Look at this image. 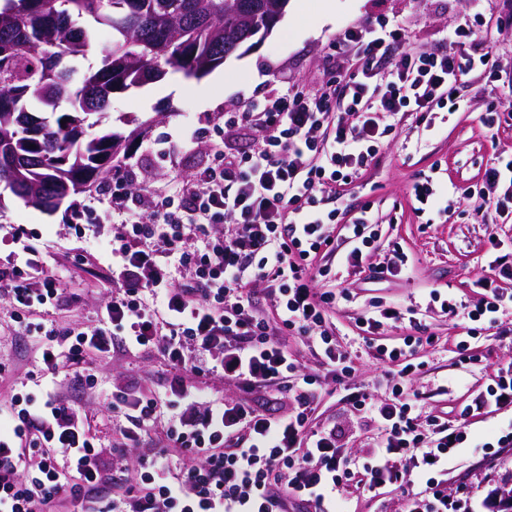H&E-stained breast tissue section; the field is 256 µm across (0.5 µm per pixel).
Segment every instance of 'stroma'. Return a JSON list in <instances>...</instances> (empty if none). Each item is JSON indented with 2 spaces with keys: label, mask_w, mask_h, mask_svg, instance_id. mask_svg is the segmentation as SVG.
Wrapping results in <instances>:
<instances>
[{
  "label": "stroma",
  "mask_w": 512,
  "mask_h": 512,
  "mask_svg": "<svg viewBox=\"0 0 512 512\" xmlns=\"http://www.w3.org/2000/svg\"><path fill=\"white\" fill-rule=\"evenodd\" d=\"M305 4L298 17L283 16L255 50L231 56L213 75L194 78L171 72L142 89L114 94L102 126L129 138L120 162L127 173L123 184L107 177L50 212L25 205L9 190L0 191V225H24L29 237L47 246L58 264L72 273L74 287L81 290L78 310L84 324H96L110 296L103 282L112 274V258L103 254L94 225L115 186L129 194L157 191L211 163L213 145L248 149L247 139L232 136L225 128L227 113L239 110L248 98L276 94L286 82L311 91L319 88L336 73L341 58L337 42L348 24L395 21L402 25L407 45L446 51L449 32L470 22L481 25L493 52L512 59V27L489 22L512 9V0H305ZM216 75L223 77V87L213 86ZM486 87L485 80L466 79L458 89L459 110L431 127L421 123L416 113H400L394 120L393 139L377 161L325 200L327 209L336 210L338 222L330 227L333 275L322 285L336 290L348 287L355 296L350 303L337 300L330 312L339 342L357 356L352 386L378 398L389 394L386 367L367 355L357 319L373 306L396 305L405 318L390 328V335H413L422 328L437 338L435 346L423 353L422 372L408 390L418 394L426 412L455 426L461 422L462 409L486 392L498 370L512 365V310L498 314L496 322L482 323L472 338L465 323L441 310L442 301L449 298L478 304L482 291L475 283L492 276L496 244L512 245V220L503 221L482 200L487 191L486 167L498 156H512V125L488 128L479 120L490 103ZM427 177L447 199V213L419 209L412 187ZM366 204L378 218L372 262L382 261L388 248L399 245L408 257L405 274L379 281L359 279L345 267L346 227ZM464 339L470 344L467 361L457 349ZM0 362L13 368L17 389L41 396L39 365L22 337L0 331ZM162 384L158 362L117 354L101 361L98 386L86 409L97 415L107 438L112 434L108 405L113 389L150 393ZM315 418L320 424H345L348 453L364 460V446L375 433L352 426L342 393L331 379L321 381ZM440 478L458 500L460 512H497L494 490L512 489V447L489 454L458 449Z\"/></svg>",
  "instance_id": "stroma-1"
}]
</instances>
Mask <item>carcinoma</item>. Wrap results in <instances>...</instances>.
I'll list each match as a JSON object with an SVG mask.
<instances>
[{"instance_id": "obj_1", "label": "carcinoma", "mask_w": 512, "mask_h": 512, "mask_svg": "<svg viewBox=\"0 0 512 512\" xmlns=\"http://www.w3.org/2000/svg\"><path fill=\"white\" fill-rule=\"evenodd\" d=\"M238 0H3L0 4V183L44 210L90 188L114 168L122 136H87L112 95L171 69L201 77L255 44V16ZM105 31L101 66L76 76ZM68 110L58 111L61 103ZM35 148H30V145Z\"/></svg>"}]
</instances>
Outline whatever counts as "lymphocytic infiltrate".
<instances>
[{
    "mask_svg": "<svg viewBox=\"0 0 512 512\" xmlns=\"http://www.w3.org/2000/svg\"><path fill=\"white\" fill-rule=\"evenodd\" d=\"M339 41L353 49L357 68L339 69L314 91L292 86L253 99L229 117L252 138L249 151L217 149L214 162L173 194L111 199L115 270L98 323L48 329L37 322L43 309L76 305L79 295L63 288L49 256H36L23 225L0 236L26 255L21 264L11 254L0 260L9 329L27 337L43 376L71 390L33 398L15 391L0 365V512H340L348 485L382 495L402 488L412 471L428 480L408 492L406 512H458L431 473L467 441L468 419L512 405V368L463 410V424L424 414L404 385L435 338H385L403 314L381 305L360 330L373 358L396 366L399 382L381 399L352 390L353 359L328 312L353 294L319 287L330 270L313 262L336 220L325 195L370 166L394 131L392 118L416 112L426 121L435 107L456 109L465 77L495 74L502 60L466 24L449 53L403 48L401 27L385 21L352 26ZM388 56L391 66L375 70ZM373 224L365 208L348 225L345 264L359 274H403L407 257L396 246L384 265L368 266ZM494 263L498 276L480 279L479 305L447 300L444 314L477 322L512 307V290L500 285L512 278V252ZM260 283L268 319L257 311ZM295 340L310 348L317 372L297 359ZM117 351L157 355L169 393L113 394L118 419L104 444L75 397L95 388L99 359ZM323 375L344 391L357 425L377 432L361 471L345 451L342 426L313 423ZM214 376L287 399L288 408L278 416L214 395L207 385ZM179 454L189 465L173 467Z\"/></svg>",
    "mask_w": 512,
    "mask_h": 512,
    "instance_id": "f902f5d3",
    "label": "lymphocytic infiltrate"
}]
</instances>
